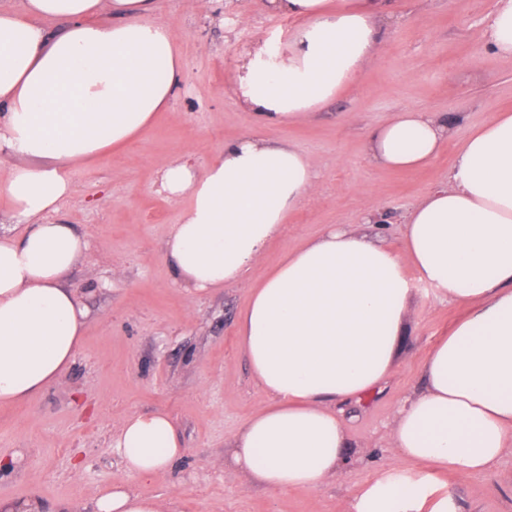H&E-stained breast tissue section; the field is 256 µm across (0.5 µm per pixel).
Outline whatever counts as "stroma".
<instances>
[{"mask_svg": "<svg viewBox=\"0 0 512 512\" xmlns=\"http://www.w3.org/2000/svg\"><path fill=\"white\" fill-rule=\"evenodd\" d=\"M494 0H392L395 22L357 81L311 120L267 129L319 167L317 192L291 212L246 281L206 293L177 282L165 243L190 205L168 195L160 172L189 155L203 167L252 120L234 77L256 46L284 49L298 23L266 11L264 0H158L156 22L179 37L183 85L170 108L140 137L70 170L73 194L55 214L88 248L66 279L87 306L83 343L60 383L29 400L0 406V497L38 496L91 512L114 483L159 498L165 512H340L348 484L373 478L389 454L396 408L421 388V357L459 320L463 306L418 287L395 370L364 405L341 404L353 443L344 479L317 491L283 494L245 485L224 465V441L268 397L253 378L237 337L249 288L287 250L327 226L359 224L371 210L376 230L401 247L400 219L444 184L463 137L494 113L512 111V59L489 52L477 33ZM416 108L457 118L453 136L426 167L397 171L366 158L368 129ZM162 411L185 454L146 480L128 476L110 448L129 415ZM461 512H512V449L486 471L440 473Z\"/></svg>", "mask_w": 512, "mask_h": 512, "instance_id": "35a3bbf8", "label": "stroma"}]
</instances>
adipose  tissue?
I'll return each instance as SVG.
<instances>
[{"instance_id":"adipose-tissue-1","label":"adipose tissue","mask_w":512,"mask_h":512,"mask_svg":"<svg viewBox=\"0 0 512 512\" xmlns=\"http://www.w3.org/2000/svg\"><path fill=\"white\" fill-rule=\"evenodd\" d=\"M299 27L277 64L256 48L235 78L257 132L195 167L169 162L161 185L191 204L166 245L198 292L243 281L290 212L316 190L314 162L263 129L312 118L355 83L388 25L389 0H265ZM157 0H23L0 7V405L59 383L83 341L88 311L64 281L87 247L71 225L44 222L71 197L68 168L135 139L169 109L182 82L178 37L154 21ZM108 14L109 23L98 22ZM59 21L50 32L39 21ZM478 36L512 57V0H496ZM453 134L446 117L404 109L366 137L370 163L428 165ZM330 227L285 255L251 288L238 335L269 398L226 444L224 463L270 492L316 491L346 469L336 402L381 390L393 373L417 285L466 306L420 362L423 390L398 409L393 463L347 488L346 512H459L435 494L432 469L478 473L512 446V114L472 128L448 172L404 218L401 248ZM125 471L152 477L185 453L171 417H125L112 440ZM158 498L114 484L94 512H162Z\"/></svg>"}]
</instances>
